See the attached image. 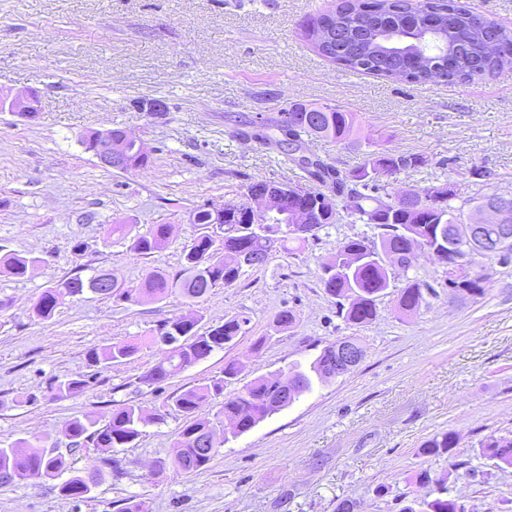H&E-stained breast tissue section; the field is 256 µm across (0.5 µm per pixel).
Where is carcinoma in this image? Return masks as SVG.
<instances>
[{
	"label": "carcinoma",
	"mask_w": 512,
	"mask_h": 512,
	"mask_svg": "<svg viewBox=\"0 0 512 512\" xmlns=\"http://www.w3.org/2000/svg\"><path fill=\"white\" fill-rule=\"evenodd\" d=\"M303 38L323 57L346 69L360 71L382 78L404 79L418 84L429 82L466 83L491 75L512 65V29L488 18L476 19L460 0H341L336 8L311 17L301 24ZM497 42L496 55L484 54V42ZM357 116L343 107L331 104L305 105L294 103L280 113L273 127L281 138L276 145L287 159L306 174L311 186L304 188L305 197H288V183L279 182L283 197L280 212L302 204H314L324 197L326 188L339 196L349 190L352 201L345 203L352 224H363L372 235L365 233L344 238L336 243L330 259L323 264L320 280L328 295L336 300L339 316L348 324L362 325L377 316V300L390 286L391 270L405 255L421 253L443 274H448V244L456 245L467 257L479 278L471 282L467 295L482 297L488 279L480 277L483 266L476 258L496 259L503 265L512 263V242L501 243V225H483L484 251L470 254L467 250L470 225L475 223L487 206L508 198L504 223L512 225V192H494L469 202L463 210L450 204L454 190L441 184L422 191L408 189L391 194L388 179L397 173L417 168L425 163L418 155H394L380 150H369L363 162L343 173L310 151L309 144L316 139H329L351 148L358 144L353 138ZM112 140L124 144L128 152L125 170L143 168L149 156L136 149V136L130 130H112ZM191 223L197 234L183 247L180 275L172 277L161 269L146 273L132 288L113 281L102 288L107 275L96 270L87 278L80 276L62 279L47 288L33 306V314L48 320L63 302L86 293L119 302L139 305L159 303L174 293L198 302L214 289L234 285L245 273L244 267L228 261L225 251L237 250L253 257L254 267L261 268L270 260L273 250L292 251L290 245L303 247L317 231L331 223L323 218L314 225L312 235H298L285 218L270 223L248 224L236 211L233 200L224 202V221L214 227L210 211L196 208ZM236 228L237 236L225 238L226 227ZM171 225L156 224L135 236L130 249L140 255L159 251L167 242ZM40 262V258L18 253L0 256V274L23 278ZM432 289L427 283L410 280L399 291V308L414 313ZM201 317L185 315L162 321L151 333L154 345L167 349L153 367L142 377L152 385L168 379L175 373L211 355L232 343L246 332L249 319L242 315H228L224 323L212 326L205 333L197 330ZM334 345L325 347L307 366L297 363L277 376L257 378L233 393L224 394V386L235 381L240 368L235 362L224 365L223 375L210 382L188 388L175 396L170 408L188 418L173 448L170 465L180 474H191L203 469L216 455L217 448L229 441L224 423L233 422L238 437L252 430L266 417L288 408L314 384L328 379V362ZM141 350L136 340L116 342L88 351L87 360L93 367L106 369L134 360ZM84 379L61 381L50 388L51 398L66 399L82 392ZM222 396L220 408L211 417H198L202 405ZM164 413H152L137 402H129L112 410V416L103 426L89 418L76 417L66 429L72 449H80L90 442L97 448H124L133 443L149 423L163 420ZM458 445V434L444 431L424 441L421 453L427 456L451 454ZM485 456L495 461L496 467H512V438L490 436L481 443ZM65 461L34 436L0 448V474L9 479L0 480V486L19 485L53 477L63 470ZM101 470L88 463L57 486L60 495L79 503L89 498L97 487ZM401 512H462L460 501L440 495L431 500L415 502Z\"/></svg>",
	"instance_id": "obj_1"
}]
</instances>
